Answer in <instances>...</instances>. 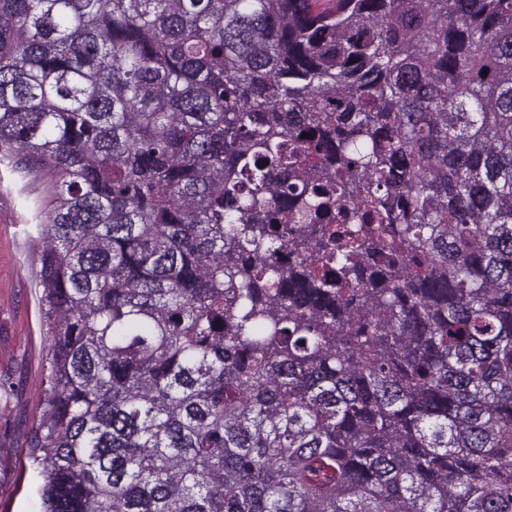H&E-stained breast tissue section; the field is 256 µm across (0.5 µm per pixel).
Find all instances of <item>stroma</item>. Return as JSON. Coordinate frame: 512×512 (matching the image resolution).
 Here are the masks:
<instances>
[{"label":"stroma","mask_w":512,"mask_h":512,"mask_svg":"<svg viewBox=\"0 0 512 512\" xmlns=\"http://www.w3.org/2000/svg\"><path fill=\"white\" fill-rule=\"evenodd\" d=\"M42 191L0 166V377L16 384L12 395L0 396V512H40L43 478L26 442L45 409L48 336L34 286L40 251L24 229Z\"/></svg>","instance_id":"35a3bbf8"}]
</instances>
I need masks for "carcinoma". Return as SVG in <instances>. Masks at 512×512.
Masks as SVG:
<instances>
[{"instance_id": "carcinoma-1", "label": "carcinoma", "mask_w": 512, "mask_h": 512, "mask_svg": "<svg viewBox=\"0 0 512 512\" xmlns=\"http://www.w3.org/2000/svg\"><path fill=\"white\" fill-rule=\"evenodd\" d=\"M0 166L43 512H512V0H0Z\"/></svg>"}]
</instances>
